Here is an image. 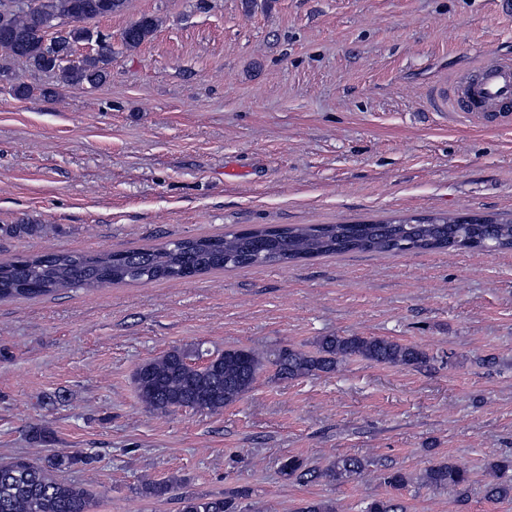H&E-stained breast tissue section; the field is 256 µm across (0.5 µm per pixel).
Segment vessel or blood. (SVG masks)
<instances>
[{
    "instance_id": "1",
    "label": "vessel or blood",
    "mask_w": 512,
    "mask_h": 512,
    "mask_svg": "<svg viewBox=\"0 0 512 512\" xmlns=\"http://www.w3.org/2000/svg\"><path fill=\"white\" fill-rule=\"evenodd\" d=\"M437 107L480 117L512 112V58L489 53L476 72L459 76L451 93L437 95Z\"/></svg>"
}]
</instances>
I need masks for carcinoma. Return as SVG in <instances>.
I'll return each instance as SVG.
<instances>
[{"label": "carcinoma", "instance_id": "carcinoma-1", "mask_svg": "<svg viewBox=\"0 0 512 512\" xmlns=\"http://www.w3.org/2000/svg\"><path fill=\"white\" fill-rule=\"evenodd\" d=\"M127 0H0V81L11 84L14 95L27 97L31 88L14 82L9 61L25 60L35 71H60L70 86L99 85L109 76L112 43L95 35L87 22L110 17L126 7ZM157 20L143 16L122 32V43L135 48L153 35ZM96 42L94 52L71 58L77 45ZM512 250V218L493 224H454L447 215L427 218L425 224L408 219L363 224H308L281 229L229 232L222 236L188 238L173 248L107 251L93 256L50 253L0 263V300L33 299L69 288H105L120 283L177 280L184 273L194 277L211 270L252 267V253H264L263 264H288L350 252L407 253L422 250ZM350 358L379 364L421 365L427 354L413 345L377 336H323L317 350L308 353L290 348L268 360L251 348H228L214 354L211 364L199 369L192 355L174 347L142 364L134 384L144 405L156 413L182 408L216 412L249 391L266 362L291 379L318 372L330 373ZM79 461L72 454H53L42 462L12 459L0 462V512H90L87 490L57 478ZM372 462L359 457L339 458L326 469H309L291 456L280 461L278 473L285 482H329L358 479ZM512 460L491 463L486 486L489 499L512 502ZM380 480L394 491L408 486L411 477L386 468ZM422 483L451 488L459 501L467 498L469 471L455 461H442L425 469ZM176 481H148L144 493L164 498ZM179 512H240L238 497H180ZM365 512H403L393 497L376 499Z\"/></svg>", "mask_w": 512, "mask_h": 512}]
</instances>
